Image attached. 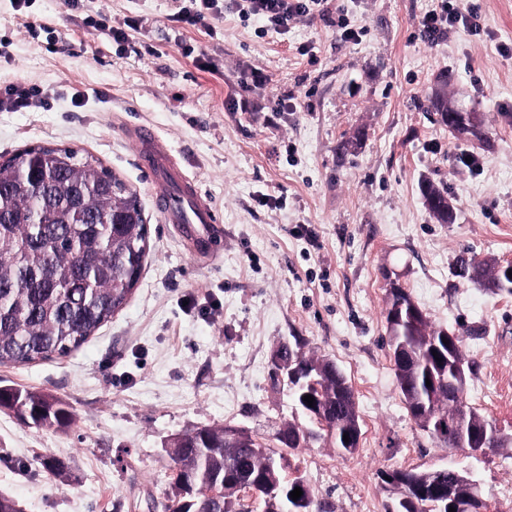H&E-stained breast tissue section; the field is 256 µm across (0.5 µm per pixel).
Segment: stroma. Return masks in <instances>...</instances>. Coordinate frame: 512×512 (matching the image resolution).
I'll use <instances>...</instances> for the list:
<instances>
[{"instance_id": "stroma-1", "label": "stroma", "mask_w": 512, "mask_h": 512, "mask_svg": "<svg viewBox=\"0 0 512 512\" xmlns=\"http://www.w3.org/2000/svg\"><path fill=\"white\" fill-rule=\"evenodd\" d=\"M183 5L0 0V91L20 83L40 97L0 110V155L92 154L136 191L149 232L136 288L94 336L65 357L0 366V386L44 390L72 414L60 430L0 411V492L23 512H162L177 434L231 424L267 442L282 423L309 427L270 382L274 349L296 341L336 364L358 406L353 453L322 439L287 453V474L330 512H389L382 471L442 467L512 512V445L474 455L425 432L397 387L385 319L393 281L458 337L467 405L512 434V289L457 274L463 254L512 261V0H458L483 33L435 40L417 27L433 0H325L284 33L230 0L209 27L179 25ZM341 14L358 40L340 38ZM106 16L137 25L118 40L98 26ZM443 73L483 141L438 123ZM142 125L221 212V256L162 221L125 135ZM429 184L447 192L453 222L429 213Z\"/></svg>"}]
</instances>
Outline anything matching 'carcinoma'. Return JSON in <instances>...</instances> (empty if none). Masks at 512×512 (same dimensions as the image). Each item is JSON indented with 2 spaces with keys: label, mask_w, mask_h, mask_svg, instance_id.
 I'll list each match as a JSON object with an SVG mask.
<instances>
[{
  "label": "carcinoma",
  "mask_w": 512,
  "mask_h": 512,
  "mask_svg": "<svg viewBox=\"0 0 512 512\" xmlns=\"http://www.w3.org/2000/svg\"><path fill=\"white\" fill-rule=\"evenodd\" d=\"M124 192L126 202L96 224L98 203ZM147 227L136 193L104 168L98 159L69 148L34 146L0 163V365L24 366L81 347L122 309L139 280L147 252ZM424 312L416 324L389 329V346L420 348L440 337ZM406 406L444 405L452 415L463 405L466 383L453 390L428 385L423 366L410 364L396 374ZM323 402L307 407L339 434L361 431L354 392L338 373L329 379ZM0 409L21 424L64 429L71 422L67 406L36 389L0 388ZM226 427L200 426L187 432L172 461L183 470L185 484L166 491L165 512H190L183 501L198 495V512H244L224 499V481L241 472L253 486L265 512H281L280 499L265 496L266 457L248 446L225 441ZM425 492L421 500L445 491L452 477L412 471Z\"/></svg>",
  "instance_id": "1"
}]
</instances>
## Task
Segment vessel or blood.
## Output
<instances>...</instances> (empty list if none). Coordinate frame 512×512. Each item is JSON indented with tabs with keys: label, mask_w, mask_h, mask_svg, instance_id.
<instances>
[{
	"label": "vessel or blood",
	"mask_w": 512,
	"mask_h": 512,
	"mask_svg": "<svg viewBox=\"0 0 512 512\" xmlns=\"http://www.w3.org/2000/svg\"><path fill=\"white\" fill-rule=\"evenodd\" d=\"M133 139L166 223L178 225L183 237L202 253L220 251L224 243L221 219L204 201L199 185L183 174L171 151L151 128L134 131Z\"/></svg>",
	"instance_id": "vessel-or-blood-1"
}]
</instances>
